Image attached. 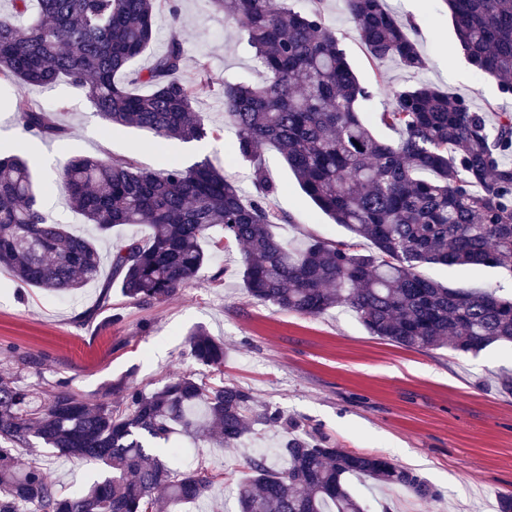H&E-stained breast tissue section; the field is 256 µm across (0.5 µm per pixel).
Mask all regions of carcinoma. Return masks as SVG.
Returning <instances> with one entry per match:
<instances>
[{
  "mask_svg": "<svg viewBox=\"0 0 512 512\" xmlns=\"http://www.w3.org/2000/svg\"><path fill=\"white\" fill-rule=\"evenodd\" d=\"M370 58L421 70L424 59L408 25L386 0H344ZM459 44L479 75L512 96V0H442ZM213 10L248 37L265 72L260 85L215 84L208 64L194 80L181 76L185 46L178 34L151 66L135 74L140 93L118 83L150 46L157 0H11L0 14V86L26 138L67 135L58 113L30 102L24 89L50 88L66 78L115 127L146 128L164 139H219L194 104L224 100L236 155L249 162L257 195L208 157L190 166L167 161L155 172L132 157L73 155L62 184L91 236L49 221L26 148L0 150V270L51 294L99 281L100 242L120 225L147 224L145 240L129 237L111 253L100 301L118 284L139 304L163 301L194 280L208 248L239 250L247 293L283 311L320 316L346 307L373 336L406 348L449 346L477 354L512 343V298L448 288L416 272L424 264L512 270V110L490 118L439 88L389 89L392 103L374 123L399 134L382 140L362 116L375 97L360 82L335 31L317 7L273 8L271 0H210ZM26 17V29L14 18ZM278 148L302 191L351 240L310 237L289 248L272 232L290 217L269 204L276 186L261 159ZM375 251L363 254L361 241ZM195 363L222 372L224 344L206 329L187 340ZM288 428L276 407L233 383L195 373L169 378L151 393L120 378L112 396L86 402L67 382L46 393L38 384L0 376V512H182L224 481L206 469L177 476L156 445L174 430L201 433L233 449L258 429ZM41 445L60 457L106 466L105 476L68 492L42 465L19 468L15 451ZM286 465L261 457L237 482L239 512H366L350 476L402 488L420 501L437 491L413 471L376 454L338 448L326 437H286Z\"/></svg>",
  "mask_w": 512,
  "mask_h": 512,
  "instance_id": "carcinoma-1",
  "label": "carcinoma"
}]
</instances>
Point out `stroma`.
I'll list each match as a JSON object with an SVG mask.
<instances>
[{"mask_svg": "<svg viewBox=\"0 0 512 512\" xmlns=\"http://www.w3.org/2000/svg\"><path fill=\"white\" fill-rule=\"evenodd\" d=\"M178 3L175 19L166 4H159L158 38L133 62L132 71L149 67L176 31L186 49L184 79L195 77L203 58L214 82L263 80L246 35L215 13L209 0ZM386 5L401 20H417L410 35L425 59L423 71L413 74L393 61H371L344 0L321 4L363 84L372 87L381 80L399 88L428 81L483 110L512 107L497 80L477 75L466 60L441 0H386ZM26 95L38 106L59 109L67 135L48 143L23 140L15 114L1 111L0 145L26 142L44 178H55L61 163L76 153L131 156L152 170L164 158L188 166L207 157L246 194L255 192L249 163L233 156L235 136L224 125L219 98H200L196 108L207 126L223 128V137L184 143L158 138L145 128L113 130L85 94L65 80L47 89L28 88ZM262 156L278 188L271 204L292 218L274 228L284 243L297 245L311 235L348 239V231L302 192L275 147H263ZM240 260L237 251L212 255L198 278L168 301L149 305L130 302L116 287L102 306L94 286L74 297L56 296L1 273L0 375L18 373L44 388L63 380L91 403L125 376L150 391L171 376L195 371L187 336L202 326L224 344L225 382L278 407L300 431L324 435L351 452L394 459L439 493L423 503L407 491L350 478L367 512H499V494L512 492V394L499 385L502 376L512 375V347L494 345L476 355L447 347L409 349L372 336L342 307L318 317L282 311L246 294L235 274ZM220 267L226 270L223 279L212 281ZM419 272L451 288L512 295V272L503 268L424 265ZM23 355L34 359V367L20 363ZM282 439V431L262 430L231 451L175 434L162 443L161 456L182 472L193 463L230 472V481L212 489L211 500L217 512H237L235 482L246 477L248 459L263 453L271 465L282 467ZM16 455L23 465L34 460L46 464L69 491L81 489L99 472L96 466L51 454L20 449Z\"/></svg>", "mask_w": 512, "mask_h": 512, "instance_id": "stroma-1", "label": "stroma"}]
</instances>
